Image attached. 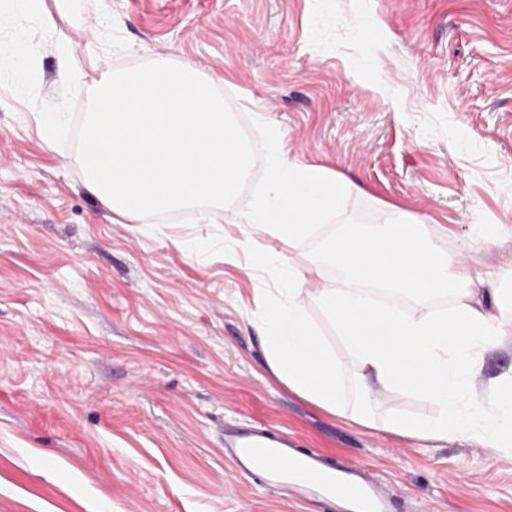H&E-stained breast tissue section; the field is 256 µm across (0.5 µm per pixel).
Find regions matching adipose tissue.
<instances>
[{
  "mask_svg": "<svg viewBox=\"0 0 512 512\" xmlns=\"http://www.w3.org/2000/svg\"><path fill=\"white\" fill-rule=\"evenodd\" d=\"M269 139L266 189L246 209L253 233L239 246L261 249L262 232L287 242L292 254L313 238L319 248L305 264L265 250L266 271L278 284L261 323L272 375L326 413L367 429L420 443L467 439L512 454V367L484 374L486 355L512 338V290L501 289L503 272H475L467 243L449 245L396 206L385 223L324 232L349 182L288 161L277 130ZM328 267L336 270L330 279L323 276ZM377 286L405 297L410 310L375 303ZM442 295L447 316L426 312ZM312 306L336 327L340 349L320 336L308 316ZM394 391L428 401L432 415L383 411V397Z\"/></svg>",
  "mask_w": 512,
  "mask_h": 512,
  "instance_id": "1",
  "label": "adipose tissue"
}]
</instances>
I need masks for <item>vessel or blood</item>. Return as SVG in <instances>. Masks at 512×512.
Listing matches in <instances>:
<instances>
[{
    "label": "vessel or blood",
    "instance_id": "b4317fda",
    "mask_svg": "<svg viewBox=\"0 0 512 512\" xmlns=\"http://www.w3.org/2000/svg\"><path fill=\"white\" fill-rule=\"evenodd\" d=\"M224 452L237 472L265 487L336 499L337 512H394L392 498L365 477L361 464L326 471L318 455L298 451L288 436L260 427L237 430L225 435Z\"/></svg>",
    "mask_w": 512,
    "mask_h": 512
}]
</instances>
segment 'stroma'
I'll list each match as a JSON object with an SVG mask.
<instances>
[{"label": "stroma", "instance_id": "obj_1", "mask_svg": "<svg viewBox=\"0 0 512 512\" xmlns=\"http://www.w3.org/2000/svg\"><path fill=\"white\" fill-rule=\"evenodd\" d=\"M112 17L122 68L201 67L242 121L276 127L291 162L354 186L337 213L387 205L468 240L469 264L512 269V0H89L58 23L93 74ZM38 95H61L51 43ZM220 223L116 217L73 146L0 88V512H328L239 475L224 430L288 434L328 465L360 463L395 512H512V454L415 444L332 417L269 371L258 318L266 256Z\"/></svg>", "mask_w": 512, "mask_h": 512}]
</instances>
